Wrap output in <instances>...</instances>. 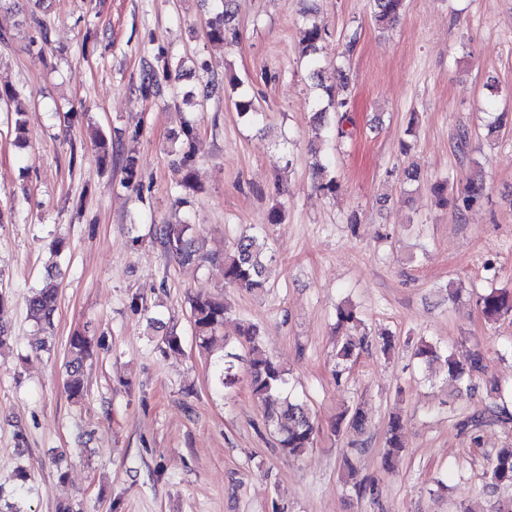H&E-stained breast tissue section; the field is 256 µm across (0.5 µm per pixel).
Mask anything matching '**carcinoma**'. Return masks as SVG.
Here are the masks:
<instances>
[{"mask_svg": "<svg viewBox=\"0 0 512 512\" xmlns=\"http://www.w3.org/2000/svg\"><path fill=\"white\" fill-rule=\"evenodd\" d=\"M211 9L216 12V19L208 22L206 37L213 43H224L236 37L234 26V0H208ZM373 2V19L377 25L388 28L400 19L406 7V0H371ZM301 43L303 57L306 58L312 78H319L321 67L319 45L327 35V29L321 23L303 17L301 26ZM173 63L165 57L157 60V68L151 69L141 84V91L146 95L159 92L160 79L172 77ZM337 89H327V97H317L313 106V121L318 128H327L330 118L336 120V138H345L349 133L344 129V122L352 109V100L347 94L348 77L344 72L338 74ZM183 146L179 150L180 163L186 169L183 186L192 187V163L195 155V129L188 124L183 131ZM315 157L313 175L317 189L326 195H334L340 189V183L333 173L331 162L319 157V150L312 149ZM483 183L473 180L468 182L464 195L454 199L453 207L462 210L472 207L482 196ZM188 224H163L159 228L161 243L176 260L190 262L198 258L196 239L190 234ZM272 254L255 235H246L238 239L233 250L226 251L220 257H206L224 282V286L238 288L247 292H257L265 288V267ZM59 286L52 277L45 279L42 288L28 298L30 318L42 331L52 333L54 315L58 308ZM479 307L482 316L488 322H497L512 316V295L508 292L492 290L480 297ZM190 313L195 337L205 349L213 347L220 336L218 333L224 324L227 306L220 296L196 297L190 302ZM241 336L248 343V356L245 358L246 373L252 394L261 402L264 418L268 428L277 436L280 448L286 453L299 456L314 445L315 424L307 403L292 398L286 389L285 370L259 346L257 329L246 325L240 329ZM65 361L66 389L72 398H80L85 391L84 362L89 355L91 339L81 333L69 336L66 344ZM363 348V341H355L350 335L340 337L337 357L351 361L358 357ZM448 377L454 381L470 379L482 369V355L473 351L459 359L453 355L446 356ZM346 428L359 432L364 428L366 416L360 403L347 408L341 416ZM403 420L398 415L390 417L387 432V451L383 457L384 465L391 463L393 456L404 451L401 439ZM346 483L358 494L374 491V486L359 477L355 463L345 459ZM490 480L494 488L512 487V446L500 448L490 462Z\"/></svg>", "mask_w": 512, "mask_h": 512, "instance_id": "1", "label": "carcinoma"}]
</instances>
